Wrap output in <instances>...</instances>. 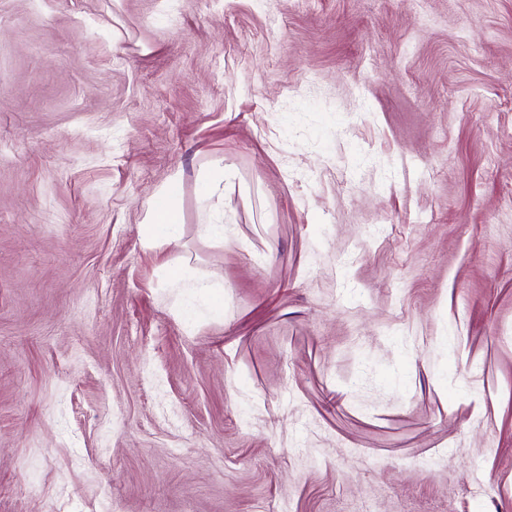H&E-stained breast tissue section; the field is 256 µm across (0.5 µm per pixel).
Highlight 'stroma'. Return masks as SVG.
Instances as JSON below:
<instances>
[{
	"label": "stroma",
	"mask_w": 512,
	"mask_h": 512,
	"mask_svg": "<svg viewBox=\"0 0 512 512\" xmlns=\"http://www.w3.org/2000/svg\"><path fill=\"white\" fill-rule=\"evenodd\" d=\"M0 512H512V0H0ZM229 168L224 165L223 159L210 162L204 175L203 193L201 203L208 207L206 219L198 224L199 235L204 238L224 239V211L213 208L209 202L214 197L223 198L225 183L231 178ZM178 196L177 181H170L153 196L145 212L143 223L138 227L141 246L145 250L160 249L165 246H181V217L176 203ZM163 200L165 211H159L154 203Z\"/></svg>",
	"instance_id": "stroma-1"
}]
</instances>
